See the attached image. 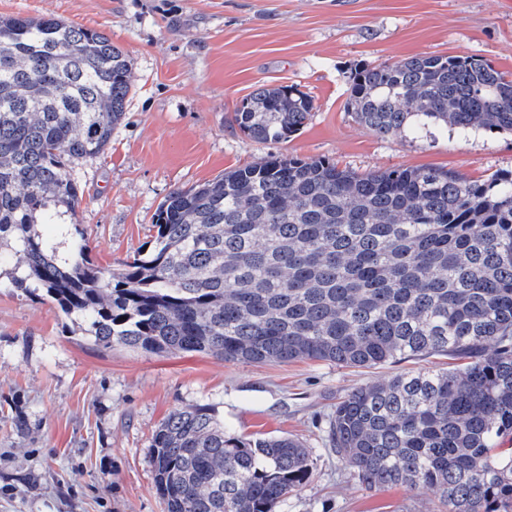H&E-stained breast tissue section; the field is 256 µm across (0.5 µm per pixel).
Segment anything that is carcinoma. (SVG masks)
<instances>
[{
	"label": "carcinoma",
	"instance_id": "1",
	"mask_svg": "<svg viewBox=\"0 0 512 512\" xmlns=\"http://www.w3.org/2000/svg\"><path fill=\"white\" fill-rule=\"evenodd\" d=\"M131 69L100 31L0 16L9 287L42 291L103 349L351 368L459 359L354 389L336 403L328 443L365 489L428 487L445 512H512V171L358 175L269 156L172 191L149 248L105 269L84 235L62 254L41 225L76 223V165L111 144ZM348 107L381 138L512 132V79L482 59L427 54L356 70ZM312 110L294 86L262 85L231 122L257 141L286 140ZM150 448L166 512H274L310 468L300 441L231 437L208 404L170 413Z\"/></svg>",
	"mask_w": 512,
	"mask_h": 512
}]
</instances>
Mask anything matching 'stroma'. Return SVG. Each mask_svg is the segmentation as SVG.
Masks as SVG:
<instances>
[{"mask_svg":"<svg viewBox=\"0 0 512 512\" xmlns=\"http://www.w3.org/2000/svg\"><path fill=\"white\" fill-rule=\"evenodd\" d=\"M51 14L104 32L132 61L126 118L105 155L79 165V229L110 267L143 249L166 196L279 155L366 173L430 166L484 180L512 171V134L380 138L347 109L365 64L441 54L512 78L507 0H0V15ZM262 85L309 94L307 124L257 142L230 117ZM0 270V512H165L150 464L162 420L198 404L242 438L289 436L310 451L304 488L276 512H440L428 488H361L326 441L353 389L452 367L445 355L370 369L228 363L202 353L102 349L43 295Z\"/></svg>","mask_w":512,"mask_h":512,"instance_id":"1","label":"stroma"}]
</instances>
